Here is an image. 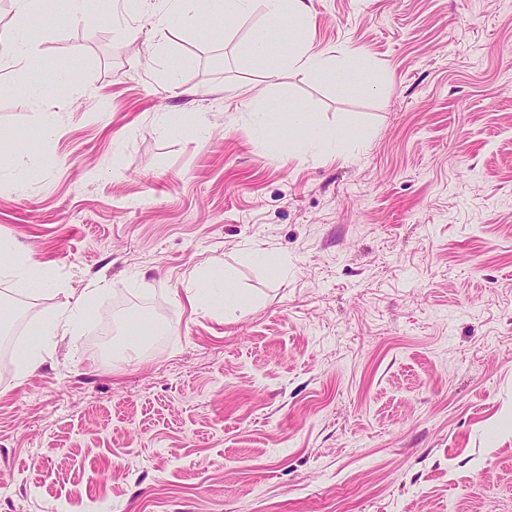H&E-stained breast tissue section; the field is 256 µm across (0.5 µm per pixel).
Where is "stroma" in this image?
Wrapping results in <instances>:
<instances>
[{
  "instance_id": "35a3bbf8",
  "label": "stroma",
  "mask_w": 512,
  "mask_h": 512,
  "mask_svg": "<svg viewBox=\"0 0 512 512\" xmlns=\"http://www.w3.org/2000/svg\"><path fill=\"white\" fill-rule=\"evenodd\" d=\"M311 7L364 52L338 77L262 79L246 26L161 41L121 0H41L39 68L0 62V239L70 290L0 274V342L103 287L0 370V512H512V0ZM251 83L337 159L256 148ZM215 266L250 313L190 306ZM246 104L258 116L261 126L267 122L277 124V129H286L288 132L300 133L303 141L317 149L331 147L339 138L336 130L322 127L313 113L299 105H288V112H269L263 106L262 93L257 84H249L243 88ZM96 287L85 288V293L79 303L63 305L51 312L43 322L36 325L33 336H37V340L27 346L20 357L19 378H25L40 366L44 360V345L51 336H58L60 331L64 335L69 329L77 328L89 320L88 307L93 304L94 297L100 290Z\"/></svg>"
}]
</instances>
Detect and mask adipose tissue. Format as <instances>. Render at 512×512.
<instances>
[{
  "label": "adipose tissue",
  "instance_id": "adipose-tissue-1",
  "mask_svg": "<svg viewBox=\"0 0 512 512\" xmlns=\"http://www.w3.org/2000/svg\"><path fill=\"white\" fill-rule=\"evenodd\" d=\"M11 3L21 23L10 33H0V58H11L22 69L30 70L36 67L38 56L27 33L37 15L38 0H11ZM128 6L135 15L147 18L155 34L160 36L166 35L176 19L187 26L200 20L220 26L225 18H245L257 13L262 22L251 30L248 39V57L254 69L265 70L267 62L274 57L284 68L311 77L333 74L339 68L335 56L317 49L310 37L312 15L306 0H129ZM243 93L259 123L272 122L287 130V137L279 141L280 149L286 153L295 152L302 141L326 149L339 138L337 131L322 127L313 113L302 106L292 104L287 111L270 112L263 105L257 85H246ZM95 295V289H86L79 303L63 305L36 325L33 331L36 341L24 349L20 358V376H27L40 366L44 345L50 337L87 322L88 308ZM192 298L216 311L246 313L254 308L252 298L241 289L229 287L226 277L218 271L199 284Z\"/></svg>",
  "mask_w": 512,
  "mask_h": 512
}]
</instances>
